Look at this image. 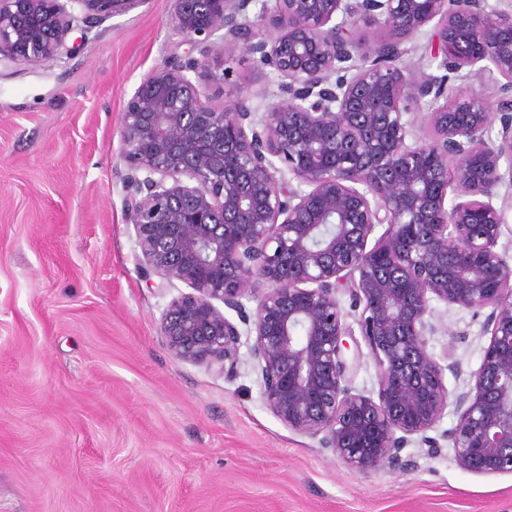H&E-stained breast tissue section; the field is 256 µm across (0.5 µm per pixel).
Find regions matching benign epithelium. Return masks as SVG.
Instances as JSON below:
<instances>
[{
    "label": "benign epithelium",
    "instance_id": "benign-epithelium-1",
    "mask_svg": "<svg viewBox=\"0 0 512 512\" xmlns=\"http://www.w3.org/2000/svg\"><path fill=\"white\" fill-rule=\"evenodd\" d=\"M146 2L0 0V67L68 58L74 28ZM252 2L173 0V28L197 55L152 69L121 115L119 178L143 261L193 289L162 315L168 350L232 379L248 345L270 413L346 467L399 470L414 437L438 450L427 432L451 405L442 438L457 466L512 473V268L495 203L512 186V13L486 0H262L252 21ZM366 21L383 32L373 43L358 34ZM427 30L439 73L396 65ZM239 47L281 79L260 116L248 92L221 97L216 61ZM490 68L505 79L495 100L455 86ZM425 99L422 141L407 103ZM342 291L360 310L372 394L349 385ZM433 300L490 309L474 384L454 395L444 376L459 364L427 346Z\"/></svg>",
    "mask_w": 512,
    "mask_h": 512
}]
</instances>
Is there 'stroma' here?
<instances>
[{"label": "stroma", "instance_id": "stroma-1", "mask_svg": "<svg viewBox=\"0 0 512 512\" xmlns=\"http://www.w3.org/2000/svg\"><path fill=\"white\" fill-rule=\"evenodd\" d=\"M172 0L113 17L71 57L0 70V512H512V474L460 470L419 442L401 471L364 474L231 380L175 359L160 334L188 293L141 261L117 172L140 79L189 45ZM224 100L257 112L279 80L225 53ZM435 356L469 390L485 314L432 302Z\"/></svg>", "mask_w": 512, "mask_h": 512}]
</instances>
